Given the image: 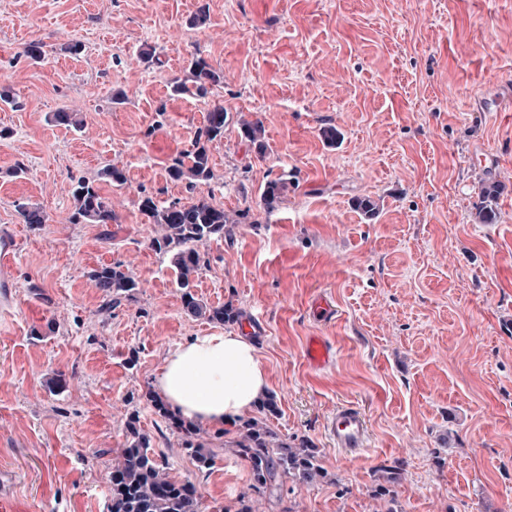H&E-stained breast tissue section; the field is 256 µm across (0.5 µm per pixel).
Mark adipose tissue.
<instances>
[{
  "instance_id": "1",
  "label": "adipose tissue",
  "mask_w": 512,
  "mask_h": 512,
  "mask_svg": "<svg viewBox=\"0 0 512 512\" xmlns=\"http://www.w3.org/2000/svg\"><path fill=\"white\" fill-rule=\"evenodd\" d=\"M155 385L182 418L221 427L251 413L269 382L254 344L222 332L191 337L170 351Z\"/></svg>"
}]
</instances>
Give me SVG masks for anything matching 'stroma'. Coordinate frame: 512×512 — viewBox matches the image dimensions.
I'll use <instances>...</instances> for the list:
<instances>
[{
    "instance_id": "1",
    "label": "stroma",
    "mask_w": 512,
    "mask_h": 512,
    "mask_svg": "<svg viewBox=\"0 0 512 512\" xmlns=\"http://www.w3.org/2000/svg\"><path fill=\"white\" fill-rule=\"evenodd\" d=\"M32 40L48 52L38 64L23 54ZM195 57L223 84L172 94ZM0 86L15 97L0 102V231L18 239L0 288V512H108L133 415L202 512H235L246 492L238 424L202 425V471L149 400L170 350L222 330L185 314L139 209L146 195L191 200L167 167L216 104L224 136L200 190L248 220L205 246L195 293L239 310L231 329L257 345L278 401L271 425L320 448L329 475L280 480L258 512H385L371 490L395 458L398 512H512V0H0ZM63 110L83 128L55 123ZM255 119L261 153L240 129ZM476 152L497 166L471 164ZM109 164L123 185L99 180ZM79 176L111 223H72ZM279 177L288 192L266 210L261 188ZM484 178L502 186L491 224L472 217ZM23 202L46 223L24 224ZM115 263L137 286L103 316L89 274ZM323 294L329 322L310 310ZM311 336L336 349L325 370L303 358ZM345 402L369 420L357 458L325 430Z\"/></svg>"
}]
</instances>
